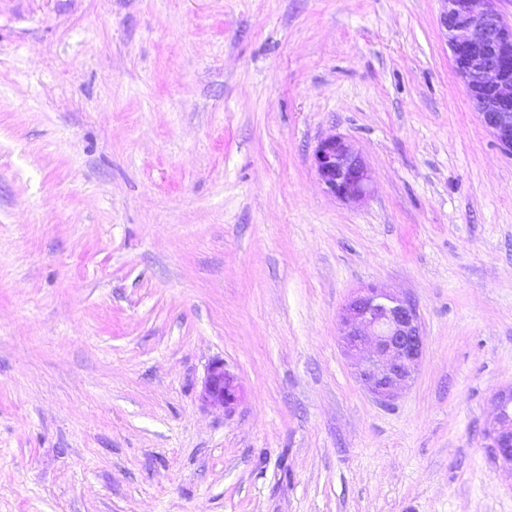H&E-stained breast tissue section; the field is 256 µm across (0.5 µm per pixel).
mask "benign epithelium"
<instances>
[{
  "label": "benign epithelium",
  "instance_id": "7a95c632",
  "mask_svg": "<svg viewBox=\"0 0 512 512\" xmlns=\"http://www.w3.org/2000/svg\"><path fill=\"white\" fill-rule=\"evenodd\" d=\"M454 69L463 80L482 125L512 151V24L479 0H442ZM326 190L342 200L371 192L368 169L341 136L322 141L313 156ZM341 346L353 360L357 378L380 402L395 399L413 380L425 347L416 304L386 288H363L344 306ZM202 400L232 411L240 399L237 378L213 362L205 375ZM495 458L512 467V390L499 397L498 413L487 427Z\"/></svg>",
  "mask_w": 512,
  "mask_h": 512
}]
</instances>
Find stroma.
Returning a JSON list of instances; mask_svg holds the SVG:
<instances>
[{"label": "stroma", "instance_id": "35a3bbf8", "mask_svg": "<svg viewBox=\"0 0 512 512\" xmlns=\"http://www.w3.org/2000/svg\"><path fill=\"white\" fill-rule=\"evenodd\" d=\"M442 10L0 0V512H512V153ZM370 285L425 334L388 404L339 341ZM316 172L326 190L342 200H361L371 192L368 169L341 136L322 141L313 156ZM202 400L209 406L231 412L240 399L237 378L224 367V361L213 362L205 375ZM495 458L512 470V389L499 397L498 413L487 427Z\"/></svg>", "mask_w": 512, "mask_h": 512}]
</instances>
